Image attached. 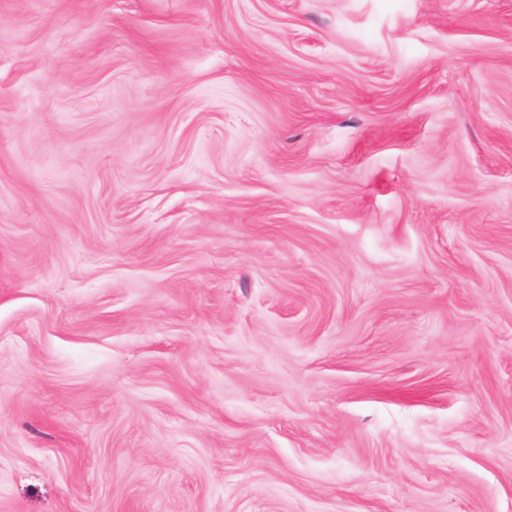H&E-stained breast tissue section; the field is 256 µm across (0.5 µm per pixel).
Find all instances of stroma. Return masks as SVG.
I'll return each instance as SVG.
<instances>
[{
	"label": "stroma",
	"instance_id": "1",
	"mask_svg": "<svg viewBox=\"0 0 512 512\" xmlns=\"http://www.w3.org/2000/svg\"><path fill=\"white\" fill-rule=\"evenodd\" d=\"M0 512H512V0H0Z\"/></svg>",
	"mask_w": 512,
	"mask_h": 512
}]
</instances>
